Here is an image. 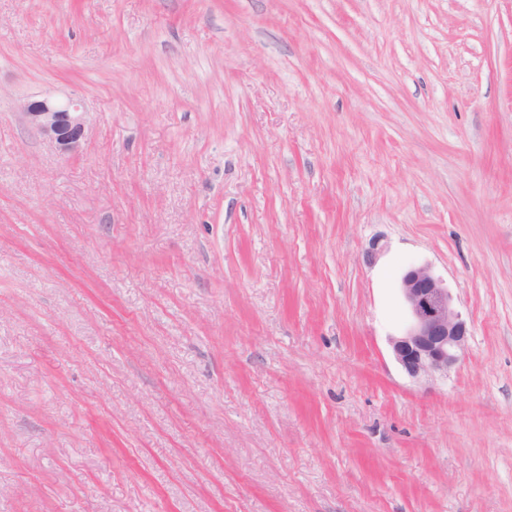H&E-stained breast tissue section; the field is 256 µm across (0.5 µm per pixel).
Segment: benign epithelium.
I'll list each match as a JSON object with an SVG mask.
<instances>
[{
    "label": "benign epithelium",
    "instance_id": "7a95c632",
    "mask_svg": "<svg viewBox=\"0 0 512 512\" xmlns=\"http://www.w3.org/2000/svg\"><path fill=\"white\" fill-rule=\"evenodd\" d=\"M21 109L27 123L59 154L77 155L85 138L88 112L78 99L46 97ZM408 311L402 334L389 337L396 362L414 380L448 375L465 350L468 329L443 280L427 265L409 268L400 279Z\"/></svg>",
    "mask_w": 512,
    "mask_h": 512
}]
</instances>
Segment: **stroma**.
I'll list each match as a JSON object with an SVG mask.
<instances>
[{
    "label": "stroma",
    "instance_id": "1",
    "mask_svg": "<svg viewBox=\"0 0 512 512\" xmlns=\"http://www.w3.org/2000/svg\"><path fill=\"white\" fill-rule=\"evenodd\" d=\"M0 512H512V0H0ZM27 123L60 155H77L85 138L88 112L78 99L46 97L21 106ZM408 311L402 334L389 337L396 362L414 380L448 376L465 350L468 329L448 286L427 265L409 268L400 279Z\"/></svg>",
    "mask_w": 512,
    "mask_h": 512
}]
</instances>
